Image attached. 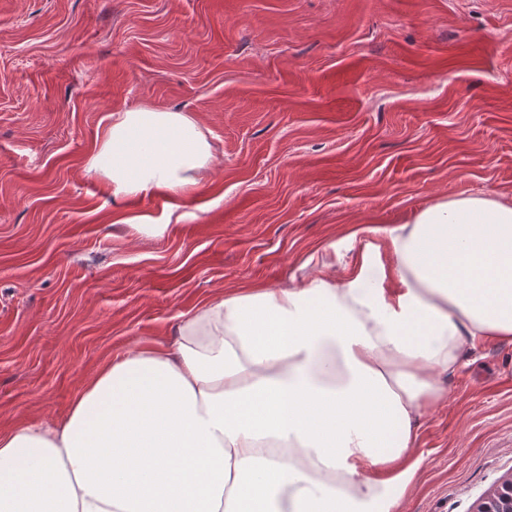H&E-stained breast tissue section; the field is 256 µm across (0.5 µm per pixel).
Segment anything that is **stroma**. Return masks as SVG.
Returning <instances> with one entry per match:
<instances>
[{"label": "stroma", "mask_w": 512, "mask_h": 512, "mask_svg": "<svg viewBox=\"0 0 512 512\" xmlns=\"http://www.w3.org/2000/svg\"><path fill=\"white\" fill-rule=\"evenodd\" d=\"M140 107L195 116L198 190L87 172ZM481 192L512 204V0H0V432L215 298L343 277L376 229ZM415 453L402 512H474L512 472V340L469 356Z\"/></svg>", "instance_id": "1"}]
</instances>
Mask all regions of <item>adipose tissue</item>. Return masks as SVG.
Returning a JSON list of instances; mask_svg holds the SVG:
<instances>
[{
    "label": "adipose tissue",
    "instance_id": "obj_1",
    "mask_svg": "<svg viewBox=\"0 0 512 512\" xmlns=\"http://www.w3.org/2000/svg\"><path fill=\"white\" fill-rule=\"evenodd\" d=\"M211 157L191 114L142 108L86 166L116 197L183 193ZM382 234L348 277L211 300L61 421L0 433V512H401L449 378L512 338V205L462 196Z\"/></svg>",
    "mask_w": 512,
    "mask_h": 512
}]
</instances>
